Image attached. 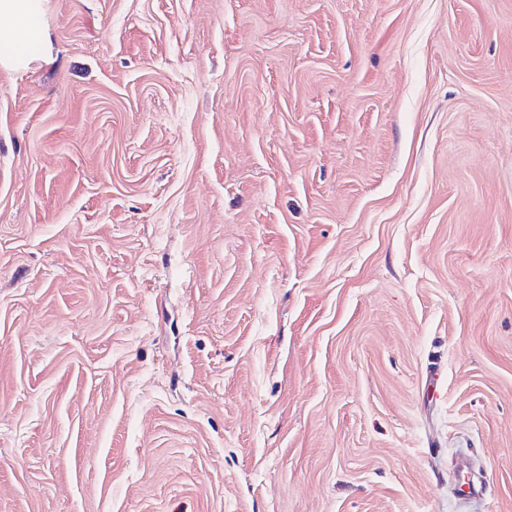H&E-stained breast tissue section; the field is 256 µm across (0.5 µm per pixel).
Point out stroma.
Segmentation results:
<instances>
[{"mask_svg": "<svg viewBox=\"0 0 512 512\" xmlns=\"http://www.w3.org/2000/svg\"><path fill=\"white\" fill-rule=\"evenodd\" d=\"M38 10L0 512H512V0Z\"/></svg>", "mask_w": 512, "mask_h": 512, "instance_id": "35a3bbf8", "label": "stroma"}]
</instances>
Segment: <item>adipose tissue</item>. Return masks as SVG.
<instances>
[{"instance_id":"ef3b65f1","label":"adipose tissue","mask_w":512,"mask_h":512,"mask_svg":"<svg viewBox=\"0 0 512 512\" xmlns=\"http://www.w3.org/2000/svg\"><path fill=\"white\" fill-rule=\"evenodd\" d=\"M36 0H0V47L11 50L10 55L0 54V64L18 66L30 60L32 53L41 51L45 34L36 20Z\"/></svg>"}]
</instances>
